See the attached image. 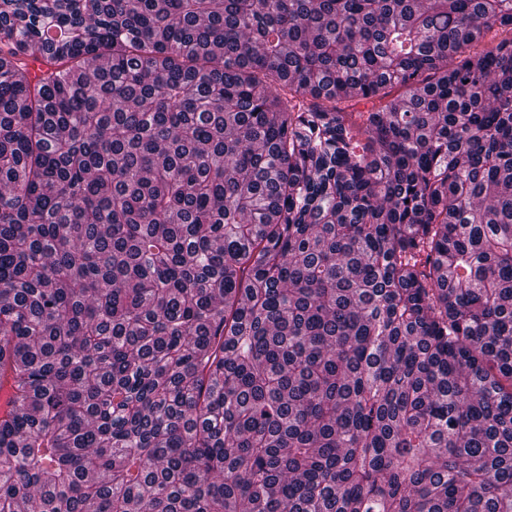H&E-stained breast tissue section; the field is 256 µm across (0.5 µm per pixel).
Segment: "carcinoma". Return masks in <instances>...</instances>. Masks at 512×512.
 I'll list each match as a JSON object with an SVG mask.
<instances>
[{"label": "carcinoma", "mask_w": 512, "mask_h": 512, "mask_svg": "<svg viewBox=\"0 0 512 512\" xmlns=\"http://www.w3.org/2000/svg\"><path fill=\"white\" fill-rule=\"evenodd\" d=\"M493 31L512 0H0V512H512Z\"/></svg>", "instance_id": "1"}]
</instances>
